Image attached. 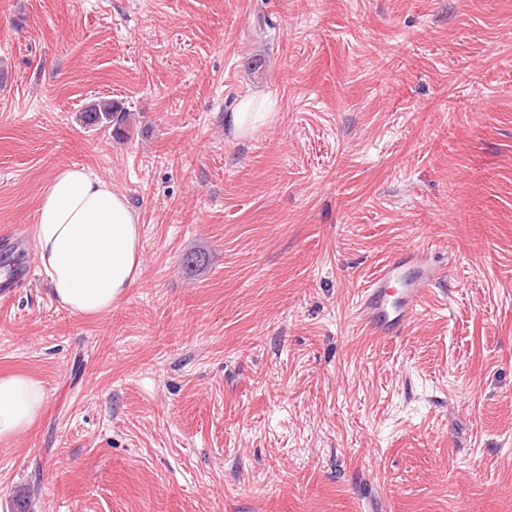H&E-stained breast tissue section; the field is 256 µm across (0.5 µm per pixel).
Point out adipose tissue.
Listing matches in <instances>:
<instances>
[{
  "label": "adipose tissue",
  "mask_w": 512,
  "mask_h": 512,
  "mask_svg": "<svg viewBox=\"0 0 512 512\" xmlns=\"http://www.w3.org/2000/svg\"><path fill=\"white\" fill-rule=\"evenodd\" d=\"M140 221L125 194L79 166L60 168L42 195L35 224L39 267L71 312L111 311L142 274ZM45 394L24 375L0 377V441L41 415Z\"/></svg>",
  "instance_id": "ef3b65f1"
}]
</instances>
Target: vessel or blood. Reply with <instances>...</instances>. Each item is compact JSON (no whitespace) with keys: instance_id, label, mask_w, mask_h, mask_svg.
<instances>
[{"instance_id":"obj_1","label":"vessel or blood","mask_w":512,"mask_h":512,"mask_svg":"<svg viewBox=\"0 0 512 512\" xmlns=\"http://www.w3.org/2000/svg\"><path fill=\"white\" fill-rule=\"evenodd\" d=\"M436 272L413 250L380 266L361 292L358 314L375 334L395 337L416 317Z\"/></svg>"}]
</instances>
